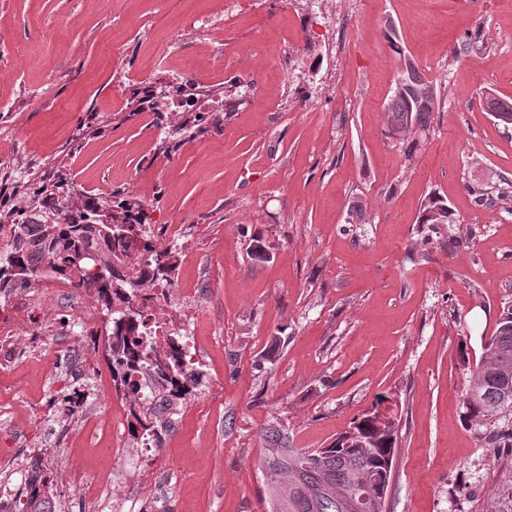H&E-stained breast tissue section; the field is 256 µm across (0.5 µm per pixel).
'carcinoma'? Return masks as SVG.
<instances>
[{
  "instance_id": "1",
  "label": "carcinoma",
  "mask_w": 512,
  "mask_h": 512,
  "mask_svg": "<svg viewBox=\"0 0 512 512\" xmlns=\"http://www.w3.org/2000/svg\"><path fill=\"white\" fill-rule=\"evenodd\" d=\"M398 79L402 89H393L387 112L390 126L399 132L412 127L425 130L440 107V95L410 58H404ZM470 191L480 203L495 206L512 202V191L495 195L475 186ZM40 217L33 223L27 216ZM10 236L0 248V293L17 286H30L47 275L64 282L78 274L77 288L97 294L105 316L118 313L134 320L133 298L153 284L170 280L174 256L156 249L146 213L138 206L120 210L95 200L73 196L67 183L59 180L48 189L39 187L30 205L9 214ZM417 223L429 231L443 224H458L448 205L437 195L425 201ZM140 240L148 252L146 265L130 252ZM139 353L150 365L166 373L168 365L159 355L161 345L147 336L137 342ZM135 360L129 359L117 385L130 397L136 389L130 377ZM383 401L352 422L351 434L333 440L326 448H293L288 437L271 427L265 431L266 448L261 458L269 512H357L354 499L359 495L377 501L379 512H386L398 442V427L379 425ZM464 419L475 426L503 422L486 433L487 444L504 445L512 440V304L502 308L496 330L485 348V358L477 366L463 395ZM53 499V479L43 477L40 486L28 490L25 512H47Z\"/></svg>"
}]
</instances>
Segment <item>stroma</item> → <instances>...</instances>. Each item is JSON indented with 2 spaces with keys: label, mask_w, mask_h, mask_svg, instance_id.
I'll return each instance as SVG.
<instances>
[{
  "label": "stroma",
  "mask_w": 512,
  "mask_h": 512,
  "mask_svg": "<svg viewBox=\"0 0 512 512\" xmlns=\"http://www.w3.org/2000/svg\"><path fill=\"white\" fill-rule=\"evenodd\" d=\"M243 3L0 0V219L29 204L36 170L140 205L194 296L157 316L189 323L209 382L138 473L112 453L108 411L67 418L59 512H101L73 463L111 470L113 497L152 512H266V429L323 448L381 396L399 429L388 512H504L512 450L486 447L461 396L512 303V214L471 193L512 182V130L483 106L512 98V0H336L346 27L310 41L294 12L319 0ZM200 19L212 38L196 36ZM315 41L330 47L303 104L280 60L312 58ZM404 55L442 97L411 155L385 110ZM174 81L202 112L144 106L143 87ZM230 84L246 94L228 114ZM431 192L459 221L428 241L416 219ZM28 294L22 333L34 312L60 322L75 304L50 278ZM56 387L40 364L0 365V434L19 459L48 447L25 409Z\"/></svg>",
  "instance_id": "obj_1"
}]
</instances>
